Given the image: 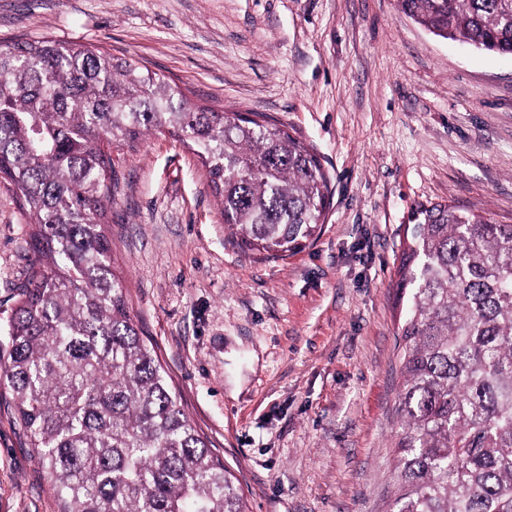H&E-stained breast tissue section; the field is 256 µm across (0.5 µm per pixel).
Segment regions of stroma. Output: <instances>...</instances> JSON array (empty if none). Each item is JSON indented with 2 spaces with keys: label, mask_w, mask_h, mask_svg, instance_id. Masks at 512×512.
<instances>
[{
  "label": "stroma",
  "mask_w": 512,
  "mask_h": 512,
  "mask_svg": "<svg viewBox=\"0 0 512 512\" xmlns=\"http://www.w3.org/2000/svg\"><path fill=\"white\" fill-rule=\"evenodd\" d=\"M139 62L311 146L333 189L294 254L241 249L197 156L153 133L112 151L105 227L130 311L248 512H389L402 384L395 282L418 205L512 224V56L434 36L397 0H0V40ZM0 184V354L33 255ZM0 397V512H59Z\"/></svg>",
  "instance_id": "obj_1"
}]
</instances>
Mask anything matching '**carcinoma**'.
Wrapping results in <instances>:
<instances>
[{
  "mask_svg": "<svg viewBox=\"0 0 512 512\" xmlns=\"http://www.w3.org/2000/svg\"><path fill=\"white\" fill-rule=\"evenodd\" d=\"M398 2L436 36L512 55L508 0ZM149 131L200 159L243 248L286 256L320 232L330 180L266 116L201 106L93 45L0 41V181L19 196L35 257L0 389L60 512H247L133 320L103 231L119 187L112 146ZM398 274L393 512H512V224L451 202L420 206Z\"/></svg>",
  "mask_w": 512,
  "mask_h": 512,
  "instance_id": "cac0c4a2",
  "label": "carcinoma"
}]
</instances>
